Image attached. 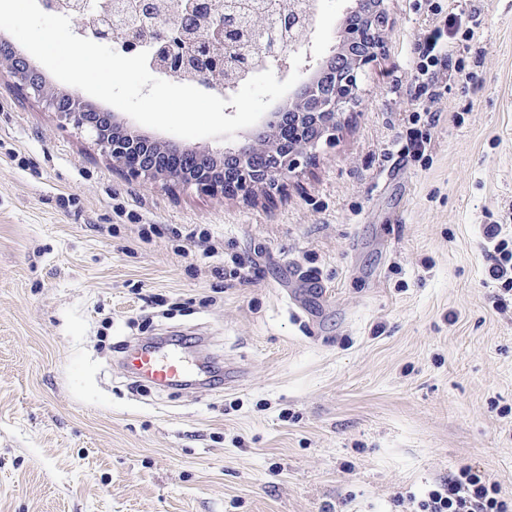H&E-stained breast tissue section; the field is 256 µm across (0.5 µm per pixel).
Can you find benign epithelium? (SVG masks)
<instances>
[{
  "mask_svg": "<svg viewBox=\"0 0 512 512\" xmlns=\"http://www.w3.org/2000/svg\"><path fill=\"white\" fill-rule=\"evenodd\" d=\"M158 0H40L47 12L76 21L79 36L117 43L126 53L148 52L147 63L167 77L192 75L205 87L237 88L253 59L262 68L290 67L296 53L308 54L318 0H290L285 10L268 6L252 15L240 36L249 5L243 0H183L180 11L163 16ZM337 51L301 83L288 106L267 114L262 127L221 157L161 145L123 127L112 112L91 110L74 93L48 91L36 70L18 55L0 64L19 92L36 98L73 128L95 138L112 168L142 183L194 186L222 199L271 198L302 164H314L322 142L336 139L342 116L359 103L361 79L378 59L389 24L385 0H354Z\"/></svg>",
  "mask_w": 512,
  "mask_h": 512,
  "instance_id": "benign-epithelium-1",
  "label": "benign epithelium"
}]
</instances>
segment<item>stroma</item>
<instances>
[{
	"mask_svg": "<svg viewBox=\"0 0 512 512\" xmlns=\"http://www.w3.org/2000/svg\"><path fill=\"white\" fill-rule=\"evenodd\" d=\"M350 5L321 0L308 70ZM386 7L358 107L270 200L129 181L0 67V512H413L463 466L512 496V299L482 235L512 229V0ZM461 12L465 75L418 95V42ZM137 342L206 385L135 380Z\"/></svg>",
	"mask_w": 512,
	"mask_h": 512,
	"instance_id": "obj_1",
	"label": "stroma"
}]
</instances>
